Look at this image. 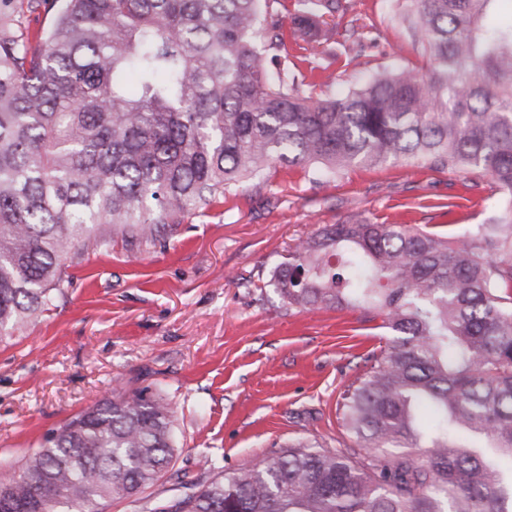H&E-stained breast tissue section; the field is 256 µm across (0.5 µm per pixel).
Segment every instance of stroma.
I'll use <instances>...</instances> for the list:
<instances>
[{
    "label": "stroma",
    "mask_w": 512,
    "mask_h": 512,
    "mask_svg": "<svg viewBox=\"0 0 512 512\" xmlns=\"http://www.w3.org/2000/svg\"><path fill=\"white\" fill-rule=\"evenodd\" d=\"M332 21L330 46L288 47L313 71V93L427 65L393 0H341ZM500 205L489 179L464 171L399 161L315 182L276 165L188 216L167 247L88 251L59 307L0 342V465H19L66 417L144 387L169 403L177 435L158 501L182 481L229 475L301 442L349 452L342 395L379 356L382 320L357 307H288L270 285L277 267L327 224L460 236Z\"/></svg>",
    "instance_id": "35a3bbf8"
}]
</instances>
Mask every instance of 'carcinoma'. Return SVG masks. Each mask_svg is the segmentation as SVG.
<instances>
[{
  "label": "carcinoma",
  "mask_w": 512,
  "mask_h": 512,
  "mask_svg": "<svg viewBox=\"0 0 512 512\" xmlns=\"http://www.w3.org/2000/svg\"><path fill=\"white\" fill-rule=\"evenodd\" d=\"M0 0V341L65 298L116 240L164 247L186 217L278 162L317 180L420 162L488 177L502 207L462 238L328 224L273 284L300 309L383 317L381 355L343 395L347 455L307 444L182 483L152 512H512V22L500 0H396L428 59L344 96L304 95L287 43L335 28L281 0ZM149 388L66 418L0 480V512H103L168 470Z\"/></svg>",
  "instance_id": "1"
}]
</instances>
